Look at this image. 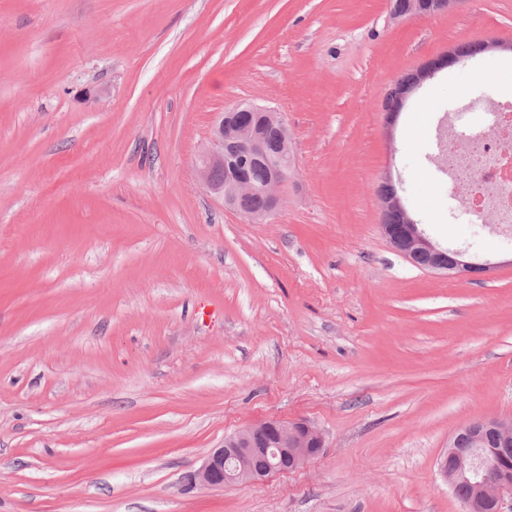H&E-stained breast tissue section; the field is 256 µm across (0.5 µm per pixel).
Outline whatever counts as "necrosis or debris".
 <instances>
[{
	"mask_svg": "<svg viewBox=\"0 0 512 512\" xmlns=\"http://www.w3.org/2000/svg\"><path fill=\"white\" fill-rule=\"evenodd\" d=\"M467 134L450 125L439 159L455 195L474 220L512 231V105L477 104Z\"/></svg>",
	"mask_w": 512,
	"mask_h": 512,
	"instance_id": "4bbe7bcc",
	"label": "necrosis or debris"
}]
</instances>
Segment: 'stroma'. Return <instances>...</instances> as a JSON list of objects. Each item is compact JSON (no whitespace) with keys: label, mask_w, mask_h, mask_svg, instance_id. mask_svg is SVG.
Returning a JSON list of instances; mask_svg holds the SVG:
<instances>
[{"label":"stroma","mask_w":512,"mask_h":512,"mask_svg":"<svg viewBox=\"0 0 512 512\" xmlns=\"http://www.w3.org/2000/svg\"><path fill=\"white\" fill-rule=\"evenodd\" d=\"M512 0L394 18L390 0H0V512H462L460 425L512 418V235L455 207L439 122L512 101L488 53ZM283 112L295 163L265 223L196 177L217 113ZM392 181L429 239L489 275L420 269L381 233ZM304 419L325 447L194 488L226 434Z\"/></svg>","instance_id":"obj_1"}]
</instances>
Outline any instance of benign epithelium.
<instances>
[{"label":"benign epithelium","instance_id":"1","mask_svg":"<svg viewBox=\"0 0 512 512\" xmlns=\"http://www.w3.org/2000/svg\"><path fill=\"white\" fill-rule=\"evenodd\" d=\"M462 0H431L423 6L410 0L408 10L418 16L449 12ZM294 161L292 136L282 113L273 108L243 101L217 113L209 145L196 164L198 179L224 200V207L241 212L246 196L260 194L267 207L246 214L254 224H263L288 199V162ZM267 168V178L254 182L250 173L258 166ZM224 172V180L215 173ZM382 233L392 248L410 262L426 270L461 277L486 273L490 265L462 259L457 250H443L432 243L414 221L384 224ZM502 446L512 445V420L491 418L458 427L448 439V455L453 465L441 459L439 472L452 492L468 487L461 499L463 512H512V481L490 478L496 461L486 451L488 439ZM322 432L310 423L297 420L267 419L224 436L200 467L190 474L195 485L222 487L228 484H255L276 473L303 468L321 453Z\"/></svg>","mask_w":512,"mask_h":512}]
</instances>
